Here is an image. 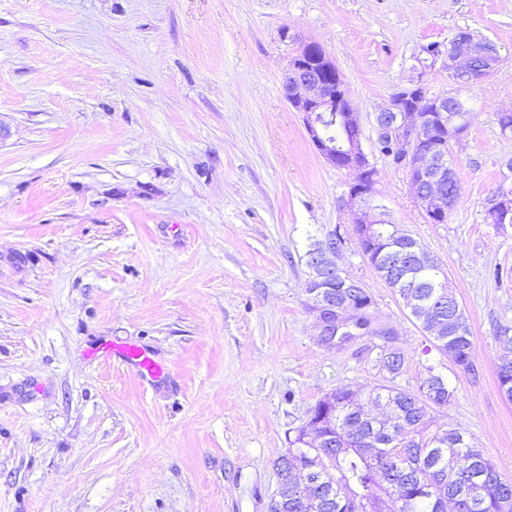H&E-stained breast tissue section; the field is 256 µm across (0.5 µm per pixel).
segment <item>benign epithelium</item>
Segmentation results:
<instances>
[{
	"mask_svg": "<svg viewBox=\"0 0 512 512\" xmlns=\"http://www.w3.org/2000/svg\"><path fill=\"white\" fill-rule=\"evenodd\" d=\"M486 51L491 57V63L489 67L480 70L474 68L473 52L466 48L444 53L436 47H428L423 50V54L432 65L439 58H444V66L451 81L460 74H466L480 82L490 76L500 62L495 44L486 43ZM422 89L423 86L417 82L391 93L388 103L374 117L376 141L379 144L391 143L398 159L396 165L406 170L412 186H424L422 193L414 194V200L427 221L445 224L452 211L447 196L448 183L453 180L452 172L448 170V150L427 148L424 142L436 121L439 122V128L445 131L442 135L444 145L450 138L459 139L461 132L448 122V96L425 95V102L430 105L426 112L417 106ZM281 93L301 115L310 141L321 157L328 164L336 165V149L320 130L319 113L339 112L342 120L359 128L362 124L334 61L320 44L306 43L303 52L292 60L282 76ZM348 155L350 161L343 168L354 174L346 199L351 223L380 224L384 212L373 201L375 183L367 182V171L371 169V164L363 149L362 137H357L349 145ZM497 195L501 202L499 211L487 217V221L491 224L511 222L512 188L502 185L497 189ZM312 254L314 263L310 267V282L320 285L328 280V273L336 271V237L327 235L315 242ZM315 297L319 300L317 309L313 310L318 342L333 348L332 326L326 316L328 303L318 293Z\"/></svg>",
	"mask_w": 512,
	"mask_h": 512,
	"instance_id": "1",
	"label": "benign epithelium"
}]
</instances>
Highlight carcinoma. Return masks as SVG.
<instances>
[{"label": "carcinoma", "instance_id": "obj_1", "mask_svg": "<svg viewBox=\"0 0 512 512\" xmlns=\"http://www.w3.org/2000/svg\"><path fill=\"white\" fill-rule=\"evenodd\" d=\"M448 117L464 131L470 112L464 101L448 97ZM338 157L358 131L336 121L324 126ZM362 253L460 371L477 377L471 328L443 276L438 260L412 235L390 220L355 225ZM353 278L336 268L337 311L329 312L336 340L344 344L367 337L374 362L391 378L402 372L405 357L399 333L376 322L374 299ZM443 325L433 324L438 312ZM502 351L499 390L512 402V328L495 336ZM456 390L433 367L414 390L373 387L362 399L339 387L318 399L304 423L288 437L289 448L276 464L278 487L270 512H512V481L506 480L467 432L435 423L431 409L446 407ZM320 444L309 441L313 433Z\"/></svg>", "mask_w": 512, "mask_h": 512}]
</instances>
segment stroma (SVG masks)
<instances>
[{
	"label": "stroma",
	"mask_w": 512,
	"mask_h": 512,
	"mask_svg": "<svg viewBox=\"0 0 512 512\" xmlns=\"http://www.w3.org/2000/svg\"><path fill=\"white\" fill-rule=\"evenodd\" d=\"M501 62L458 87L421 45L458 30ZM336 64L376 170L374 201L440 261L471 327L458 371L363 256L346 198L281 78L305 42ZM421 79L470 124L448 160L447 223L417 207L375 147L374 117ZM512 0H0V512H269L288 433L325 393L428 367L456 389L438 422L466 430L512 480V224L485 221L512 175ZM341 228V266L405 354L389 378L365 342L317 341L304 255ZM501 277H494V270ZM149 350L146 383L97 343ZM512 327H501L495 336L502 351L500 363L497 368L499 390L508 402H512Z\"/></svg>",
	"instance_id": "35a3bbf8"
}]
</instances>
